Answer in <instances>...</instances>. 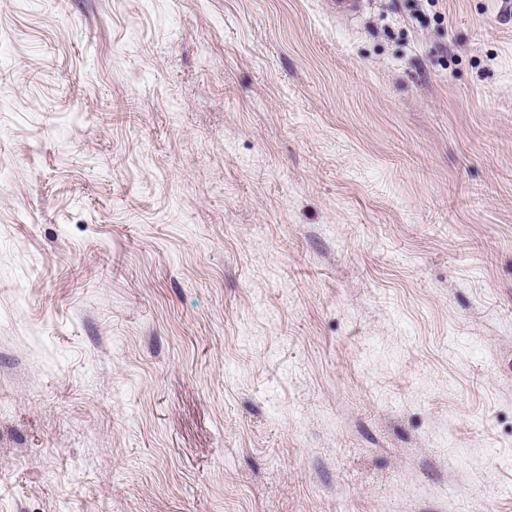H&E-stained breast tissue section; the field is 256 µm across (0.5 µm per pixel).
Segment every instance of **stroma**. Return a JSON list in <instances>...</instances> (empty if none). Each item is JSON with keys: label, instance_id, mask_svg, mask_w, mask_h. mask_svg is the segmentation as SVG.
Instances as JSON below:
<instances>
[{"label": "stroma", "instance_id": "1", "mask_svg": "<svg viewBox=\"0 0 512 512\" xmlns=\"http://www.w3.org/2000/svg\"><path fill=\"white\" fill-rule=\"evenodd\" d=\"M0 512H512L502 0H0ZM325 10L337 19H346L362 11L361 0H324Z\"/></svg>", "mask_w": 512, "mask_h": 512}]
</instances>
